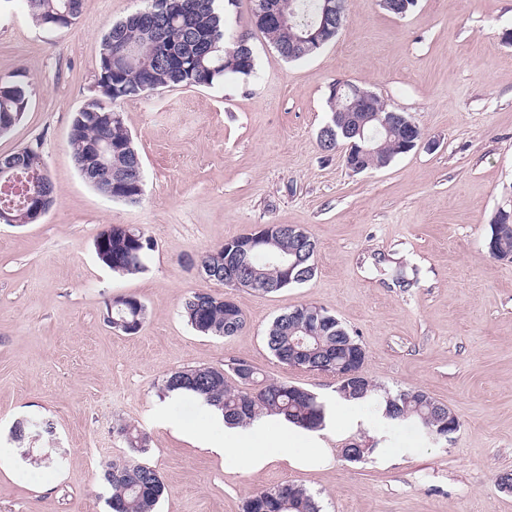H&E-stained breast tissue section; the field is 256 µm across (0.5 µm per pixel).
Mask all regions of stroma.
<instances>
[{
	"label": "stroma",
	"instance_id": "stroma-1",
	"mask_svg": "<svg viewBox=\"0 0 512 512\" xmlns=\"http://www.w3.org/2000/svg\"><path fill=\"white\" fill-rule=\"evenodd\" d=\"M145 0H83L69 27L36 26L25 0H0V78L28 84L31 106L0 137V154L36 147L57 189L38 222L0 224V512H110L103 466L127 457L115 432L125 421L149 436L142 460L168 490L158 512H242L252 493L284 481L316 494L325 512H512L498 478L512 473V262L490 255L496 213L512 208V0H417L403 16L379 0H345L346 22L314 55L284 60L249 23L251 0L230 13L246 36L255 77L182 87L116 103L143 162V195L128 204L81 176L69 146L73 116L98 97L97 61L107 26ZM375 92L405 113L423 139L387 166L361 174L345 146L323 150L319 132L339 82ZM109 224L156 241L144 272L119 276L95 254ZM290 224L317 242L316 272L274 294L231 296L246 317L229 337L195 331L181 315L204 283L190 266L206 248ZM415 273L393 285L377 254ZM133 295L146 306L127 335L105 303ZM313 304L335 315L365 350L362 374L391 389H420L455 414L447 440L361 405L355 426H326L325 467L275 460L249 469L201 448L194 424L215 440L224 427L194 398L160 399L172 370L250 362L265 378L335 401V378L289 369L263 336L278 315ZM39 417L55 444L39 466L11 440L20 419ZM370 438L396 458L343 459Z\"/></svg>",
	"mask_w": 512,
	"mask_h": 512
}]
</instances>
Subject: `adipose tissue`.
I'll return each mask as SVG.
<instances>
[{"mask_svg":"<svg viewBox=\"0 0 512 512\" xmlns=\"http://www.w3.org/2000/svg\"><path fill=\"white\" fill-rule=\"evenodd\" d=\"M310 432L307 429L292 425L283 439L271 443L259 441L253 429L237 426H225L224 442L217 447L220 455L234 454L244 457L253 469H261L273 460H285L290 465L316 468L318 459L303 453V446L309 445Z\"/></svg>","mask_w":512,"mask_h":512,"instance_id":"obj_1","label":"adipose tissue"}]
</instances>
